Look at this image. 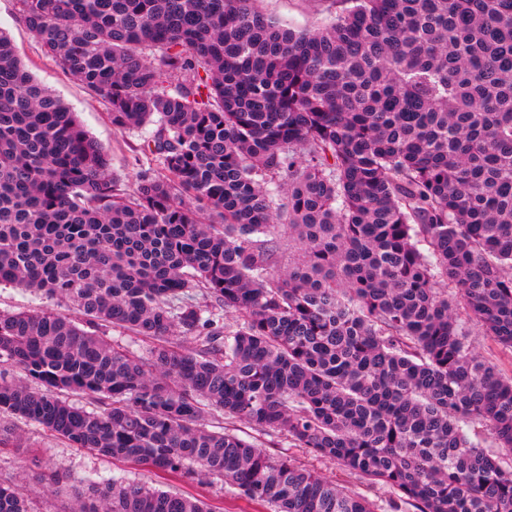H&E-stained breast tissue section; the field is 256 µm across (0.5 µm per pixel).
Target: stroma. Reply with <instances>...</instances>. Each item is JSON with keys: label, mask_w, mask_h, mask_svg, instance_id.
<instances>
[{"label": "stroma", "mask_w": 512, "mask_h": 512, "mask_svg": "<svg viewBox=\"0 0 512 512\" xmlns=\"http://www.w3.org/2000/svg\"><path fill=\"white\" fill-rule=\"evenodd\" d=\"M263 10L282 24L296 29H314L328 24L336 14L333 0H262ZM0 30L6 32L22 61L35 78L60 96L75 112L79 123L109 151L111 168L124 182L126 189L136 187V149L149 136V129L120 133L113 129L104 106L90 95L57 62L42 52L33 34L20 20L16 0H0ZM239 435L245 440H259L274 455L300 458L302 463L330 479L345 478L355 492L372 499L385 498L383 490L368 486L363 480L343 477L340 467L332 461L300 453L278 435L256 436L247 426H239ZM50 470L63 472L66 486L55 492H43L38 481L40 473ZM121 476L142 482L146 486L170 490L189 497L203 499L212 512H259V505L233 495L223 484L207 477L192 482L175 481L159 474L141 470L134 465L120 463L94 453L69 447L62 440L46 435L35 425L23 422L16 425V439L12 447H0V479L14 482L36 500L39 512H69L73 485L95 478L104 483Z\"/></svg>", "instance_id": "obj_1"}]
</instances>
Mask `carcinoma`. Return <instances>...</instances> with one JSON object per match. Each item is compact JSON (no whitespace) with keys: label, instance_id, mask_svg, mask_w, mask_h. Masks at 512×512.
<instances>
[{"label":"carcinoma","instance_id":"cac0c4a2","mask_svg":"<svg viewBox=\"0 0 512 512\" xmlns=\"http://www.w3.org/2000/svg\"><path fill=\"white\" fill-rule=\"evenodd\" d=\"M260 2L16 0L117 131L154 129L130 192L0 31V285L86 324L0 312V416L272 512H512V374L469 338L512 352V0H336L310 30ZM73 499L210 512L125 478ZM0 512L32 499L0 483ZM102 332L104 335L103 337L111 342H117L118 344H121L124 347H128L130 349L137 351L139 354H147L148 345L140 337L127 335L126 333H123L122 330L112 328H103L101 333ZM238 429L237 433L247 441H254L255 438L262 443L263 447L273 455H288L298 457L302 463L314 468L316 472L329 479H344L346 485L350 486L352 490L360 494L366 495L371 499H385L388 493L376 488H371L363 480L354 476L344 475L340 467L333 461L315 458L313 456L302 453L299 448H291L288 442L278 435H260L254 432L251 428L243 425L236 424Z\"/></svg>","mask_w":512,"mask_h":512}]
</instances>
